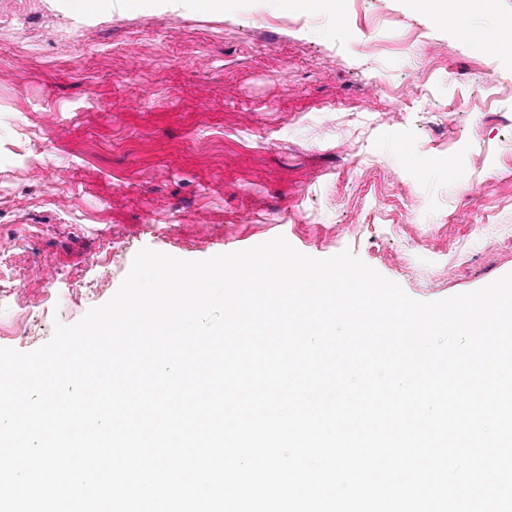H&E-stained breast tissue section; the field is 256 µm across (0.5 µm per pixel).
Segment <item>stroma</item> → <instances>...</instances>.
<instances>
[{"instance_id":"obj_1","label":"stroma","mask_w":512,"mask_h":512,"mask_svg":"<svg viewBox=\"0 0 512 512\" xmlns=\"http://www.w3.org/2000/svg\"><path fill=\"white\" fill-rule=\"evenodd\" d=\"M453 11L0 0V347L79 322L145 247L204 260L281 235L421 301L512 273V55L465 32L512 0Z\"/></svg>"}]
</instances>
